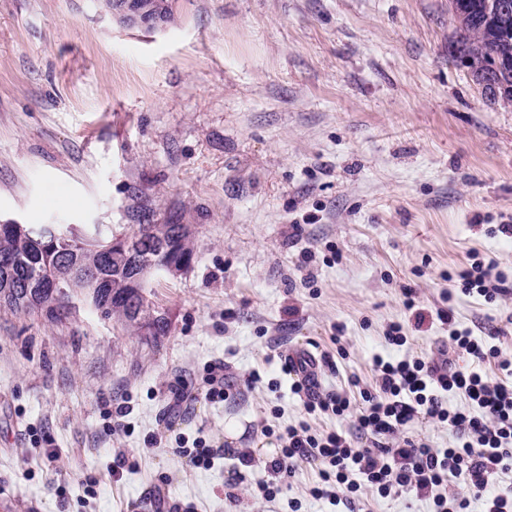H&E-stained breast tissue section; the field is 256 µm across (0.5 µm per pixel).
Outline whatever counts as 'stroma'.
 <instances>
[{
    "label": "stroma",
    "instance_id": "35a3bbf8",
    "mask_svg": "<svg viewBox=\"0 0 512 512\" xmlns=\"http://www.w3.org/2000/svg\"><path fill=\"white\" fill-rule=\"evenodd\" d=\"M169 3L150 29L97 0H0V221L106 237L183 224L194 241L186 270L148 284L171 328L160 345L81 302L60 322L0 312V497L11 512H146L163 474L175 512H290L292 498L300 512H433L407 494L313 499L309 466L268 502L263 470L233 487L230 468L236 449L273 452L271 408L303 417L288 355L320 357L322 388L346 391L374 357H437L440 307L512 350V288L489 303L451 278L475 255L512 277V239L486 231L512 216V106L449 61L448 0ZM394 322L399 348L384 339ZM211 362L263 375L174 423L223 459L194 469L146 449L170 388ZM121 405L130 432L104 434ZM118 448L130 466L116 478Z\"/></svg>",
    "mask_w": 512,
    "mask_h": 512
}]
</instances>
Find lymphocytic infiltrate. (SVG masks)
Here are the masks:
<instances>
[{"mask_svg":"<svg viewBox=\"0 0 512 512\" xmlns=\"http://www.w3.org/2000/svg\"><path fill=\"white\" fill-rule=\"evenodd\" d=\"M459 280L463 293L489 302L505 291V276L478 258L460 272ZM437 317L448 327L441 359L375 358L373 382L359 388L357 399L320 391L315 374L294 375L291 388L303 399V418L263 425L262 435L276 443L272 456L260 458L248 448L235 454L240 467L268 473L258 487L264 499L275 500L301 465L313 464L319 480L309 495L335 505L369 489L382 497L404 492L432 499L434 512H470L475 501L481 512H512V353L458 329L451 311H438ZM461 354L469 358L471 369L457 367L455 358ZM484 364L500 371V379L482 373ZM455 395L464 398L465 407L449 408L448 399ZM321 414L353 417L354 427L318 429L311 420ZM418 419L447 426L455 443L431 447L410 430ZM146 444L168 449L195 468H209L220 457L205 438H172L163 430ZM452 483L464 485L466 494L449 493Z\"/></svg>","mask_w":512,"mask_h":512,"instance_id":"f902f5d3","label":"lymphocytic infiltrate"}]
</instances>
